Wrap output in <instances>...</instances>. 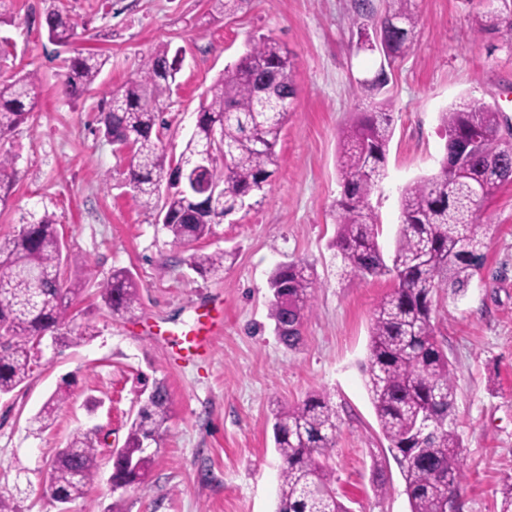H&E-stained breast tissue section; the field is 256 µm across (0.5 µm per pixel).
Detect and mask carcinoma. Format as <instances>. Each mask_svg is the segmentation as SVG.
<instances>
[{"label": "carcinoma", "mask_w": 512, "mask_h": 512, "mask_svg": "<svg viewBox=\"0 0 512 512\" xmlns=\"http://www.w3.org/2000/svg\"><path fill=\"white\" fill-rule=\"evenodd\" d=\"M48 39L66 46L77 36L78 19L52 7L45 11ZM477 32L492 34L512 50V14L478 12ZM417 16L414 0H386L378 21L380 42L392 61L412 47ZM166 45L145 57L135 76L109 92L99 107V132L111 144L130 143L134 156L126 180L135 201L164 217L161 229L178 244L213 234V226L246 206L273 175L276 145L297 89L288 49L265 35L206 91L195 128L178 157L161 139L179 69ZM107 59L88 52L68 60L61 94L71 100L90 89ZM40 76L35 70L0 75V141L23 125H34ZM391 105L365 112L339 135L335 257L343 270L388 276L391 291L373 312L362 377L388 451L404 481L410 512H448V495L464 478L462 444L455 429L456 382L437 335L432 299L464 292L482 263L483 225L476 223L483 200L512 183V142L501 138V113L463 98L440 113L444 157L438 173L399 189V224L393 254L379 245L380 219L373 196L385 178L392 136ZM467 132L484 144L456 169V140ZM211 156L204 178L190 182L200 154ZM19 155L0 147V208L10 206ZM19 229L0 238V395L12 393L37 363L36 337L51 333L57 345L80 346L95 336L90 326L71 327L68 314L81 282L63 287L62 270L86 259L67 251L60 222L48 209L21 215ZM228 252L194 253L190 267L204 277L224 275ZM268 318L289 348L302 339L298 324L312 305L315 280L300 261L279 263L268 280ZM103 306L113 316L133 312L139 289L130 271L112 270L101 286ZM66 399L57 390L31 419L35 431L49 427ZM167 388L156 383L140 402L112 479L141 483L154 461L147 442L159 444L170 418ZM274 445L280 460L276 512H349L336 490L335 471L325 461L338 429L336 407L325 393L272 411ZM96 434L73 433L49 472L56 491L72 502L85 496L99 471Z\"/></svg>", "instance_id": "1"}]
</instances>
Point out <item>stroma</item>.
<instances>
[{"label": "stroma", "instance_id": "stroma-1", "mask_svg": "<svg viewBox=\"0 0 512 512\" xmlns=\"http://www.w3.org/2000/svg\"><path fill=\"white\" fill-rule=\"evenodd\" d=\"M84 28L70 45L50 42L40 20L52 0H11L0 39L11 43L0 68L41 76L33 129L5 145L18 154L11 205L0 211V237L12 235L22 213L48 209L61 221L71 253L86 266L68 280L84 282L71 313L98 335L79 347L46 353L26 385L0 397V494L17 512H59L42 491L57 452L77 429H97L104 460L85 498L69 512H104L112 501L110 455L122 448L137 410L141 382L164 381L171 419L143 484L124 496L126 512H275L280 461L273 409L327 393L338 413L329 463L351 512H410L398 467L363 386L361 364L387 277L345 272L334 257V204L341 193L337 151L342 128L386 101L394 112L384 192L374 196L379 242L392 252L399 218L396 189L438 172L445 139L439 114L461 97L491 104L512 127V50L473 20L478 0H415L414 44L394 62L364 46L385 0L354 26V0H249L224 14L217 0H62ZM265 35L294 56L297 88L275 151L268 185L251 207L215 225L211 237L173 243L124 185L125 162L98 131V106L137 71L159 45L180 51L177 85L164 113L162 140L179 155L204 92ZM96 52L108 62L76 102L59 93L67 58ZM387 84L369 88L378 71ZM481 269L462 297L439 303V338L457 380L456 415L464 479L459 512H500L512 482V183L484 201ZM232 251L219 279L190 265L196 252ZM307 261L316 280L297 347L277 339L267 317L268 278L277 263ZM127 268L140 306L112 318L99 289L113 269ZM223 308L212 347L178 356L173 332ZM72 378L66 402L43 433L28 420Z\"/></svg>", "mask_w": 512, "mask_h": 512}]
</instances>
